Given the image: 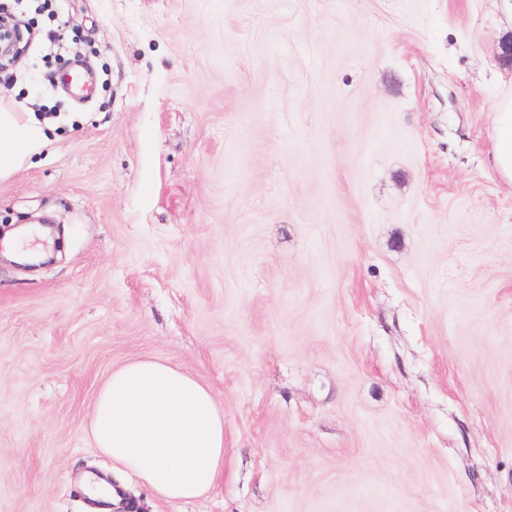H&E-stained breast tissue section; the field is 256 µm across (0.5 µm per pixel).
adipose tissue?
Segmentation results:
<instances>
[{
  "instance_id": "ef3b65f1",
  "label": "adipose tissue",
  "mask_w": 512,
  "mask_h": 512,
  "mask_svg": "<svg viewBox=\"0 0 512 512\" xmlns=\"http://www.w3.org/2000/svg\"><path fill=\"white\" fill-rule=\"evenodd\" d=\"M493 165L512 183V97L493 116ZM32 112L0 110V175L47 141ZM89 429L114 470L138 476L166 501L213 493L224 475V413L214 391L168 363L138 358L112 371L93 403Z\"/></svg>"
}]
</instances>
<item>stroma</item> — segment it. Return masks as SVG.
Returning a JSON list of instances; mask_svg holds the SVG:
<instances>
[{
	"label": "stroma",
	"instance_id": "stroma-1",
	"mask_svg": "<svg viewBox=\"0 0 512 512\" xmlns=\"http://www.w3.org/2000/svg\"><path fill=\"white\" fill-rule=\"evenodd\" d=\"M0 0L36 38L0 103L47 145L0 177V512H512V95L502 0ZM69 24L88 97L50 84ZM211 387L224 477L164 501L89 435L112 369ZM493 124L496 144L493 165L499 174L512 183V97H504L495 107Z\"/></svg>",
	"mask_w": 512,
	"mask_h": 512
}]
</instances>
